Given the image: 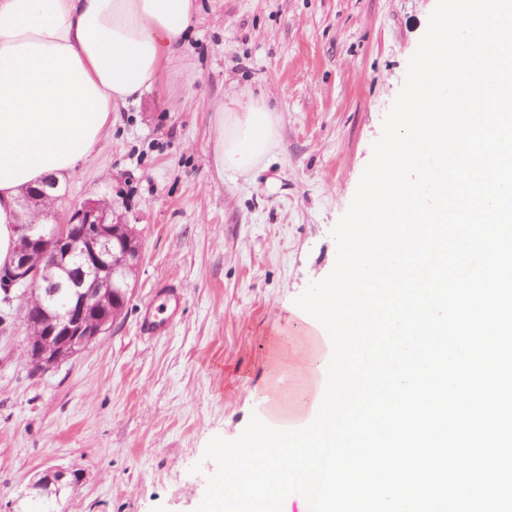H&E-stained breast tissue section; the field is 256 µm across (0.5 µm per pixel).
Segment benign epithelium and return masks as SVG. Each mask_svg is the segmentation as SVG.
I'll use <instances>...</instances> for the list:
<instances>
[{"label":"benign epithelium","instance_id":"benign-epithelium-1","mask_svg":"<svg viewBox=\"0 0 512 512\" xmlns=\"http://www.w3.org/2000/svg\"><path fill=\"white\" fill-rule=\"evenodd\" d=\"M111 216V203L88 201L72 207L62 224L31 220L17 225L16 261L0 272V285L29 289L42 281L49 300L67 294L51 312L40 301L24 299L27 363L50 368L63 355L88 348L115 324L112 299L128 296V274L139 267L142 255L131 243L114 242Z\"/></svg>","mask_w":512,"mask_h":512}]
</instances>
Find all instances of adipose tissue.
I'll return each instance as SVG.
<instances>
[{"mask_svg":"<svg viewBox=\"0 0 512 512\" xmlns=\"http://www.w3.org/2000/svg\"><path fill=\"white\" fill-rule=\"evenodd\" d=\"M195 15L194 0H0V266L23 195L75 174L112 111L162 79ZM279 125L266 95L219 102L217 170L266 167Z\"/></svg>","mask_w":512,"mask_h":512,"instance_id":"obj_1","label":"adipose tissue"}]
</instances>
